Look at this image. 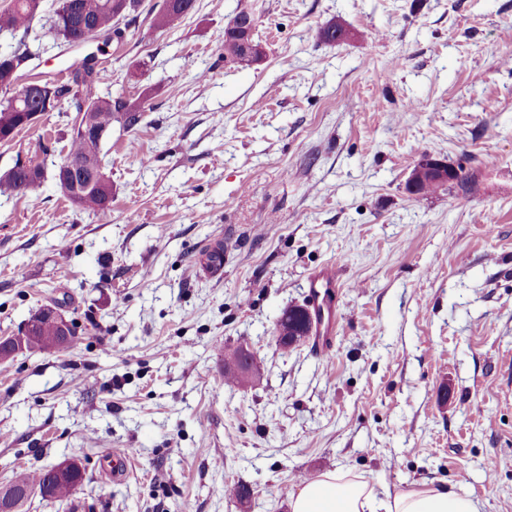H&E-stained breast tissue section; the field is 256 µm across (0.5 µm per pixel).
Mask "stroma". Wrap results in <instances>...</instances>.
Returning a JSON list of instances; mask_svg holds the SVG:
<instances>
[{
    "label": "stroma",
    "instance_id": "stroma-1",
    "mask_svg": "<svg viewBox=\"0 0 512 512\" xmlns=\"http://www.w3.org/2000/svg\"><path fill=\"white\" fill-rule=\"evenodd\" d=\"M161 2L98 54L100 93L144 107L100 146L108 208L53 178L69 101L0 142V172L22 156L46 175L0 196V340L52 302L76 330L0 363V487L71 459L73 496L21 512H289L301 481L344 469L512 512V0H195L163 33ZM243 10L266 52L246 69L220 41ZM41 42L28 69L65 79L77 50ZM426 155L468 187L411 194ZM330 262L332 352L280 347L282 313ZM239 349L259 374L230 385ZM122 448L134 467L116 477Z\"/></svg>",
    "mask_w": 512,
    "mask_h": 512
}]
</instances>
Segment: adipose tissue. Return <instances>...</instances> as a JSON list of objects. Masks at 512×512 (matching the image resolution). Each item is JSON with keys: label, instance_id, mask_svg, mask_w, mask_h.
<instances>
[{"label": "adipose tissue", "instance_id": "adipose-tissue-1", "mask_svg": "<svg viewBox=\"0 0 512 512\" xmlns=\"http://www.w3.org/2000/svg\"><path fill=\"white\" fill-rule=\"evenodd\" d=\"M289 506L291 512H481L478 499L444 486L380 490L369 478L340 469L298 485Z\"/></svg>", "mask_w": 512, "mask_h": 512}]
</instances>
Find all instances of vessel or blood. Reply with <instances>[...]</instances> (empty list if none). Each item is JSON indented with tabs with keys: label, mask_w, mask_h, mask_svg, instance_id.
<instances>
[{
	"label": "vessel or blood",
	"mask_w": 512,
	"mask_h": 512,
	"mask_svg": "<svg viewBox=\"0 0 512 512\" xmlns=\"http://www.w3.org/2000/svg\"><path fill=\"white\" fill-rule=\"evenodd\" d=\"M308 309L317 325L313 344L321 354H329L338 328L337 298L340 288L336 265L315 271L309 278Z\"/></svg>",
	"instance_id": "vessel-or-blood-1"
}]
</instances>
